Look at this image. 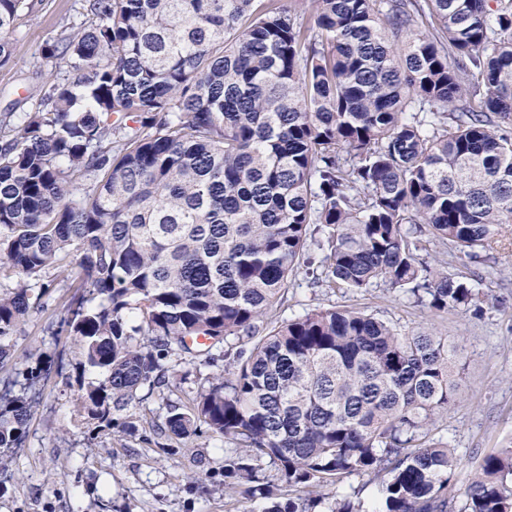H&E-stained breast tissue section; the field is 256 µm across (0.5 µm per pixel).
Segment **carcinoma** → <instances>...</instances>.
<instances>
[{
    "label": "carcinoma",
    "instance_id": "obj_1",
    "mask_svg": "<svg viewBox=\"0 0 512 512\" xmlns=\"http://www.w3.org/2000/svg\"><path fill=\"white\" fill-rule=\"evenodd\" d=\"M311 4L312 23L290 0H86L81 29L45 43L73 76L0 119V364L30 280L74 263L100 298L68 321L102 374L78 402L98 426L134 430L114 415L169 384L170 355L194 363L203 338L209 363L237 339L153 426L224 438V490L268 512H512V446L459 494L434 434L461 344L346 305L267 321L302 265L436 312L489 300L419 253L487 256L512 224V0ZM30 8L0 0V67ZM32 408L0 394V450ZM355 474L379 479L372 511L325 493Z\"/></svg>",
    "mask_w": 512,
    "mask_h": 512
}]
</instances>
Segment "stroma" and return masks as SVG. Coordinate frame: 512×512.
Here are the masks:
<instances>
[{
	"label": "stroma",
	"instance_id": "1",
	"mask_svg": "<svg viewBox=\"0 0 512 512\" xmlns=\"http://www.w3.org/2000/svg\"><path fill=\"white\" fill-rule=\"evenodd\" d=\"M82 0H33L11 36L14 62L0 68V115L31 95L36 86L67 75V60L46 61V41L79 27ZM432 266L481 281L491 298L480 313L465 309L431 312L401 290L378 285L360 293L315 286L307 269L288 283L281 306L269 314L281 322L334 305H350L410 332L425 328L463 338L461 398L438 422V436L454 448L459 466L453 477L463 490L483 457L512 442V249L503 247L487 261L472 260L434 240L421 255ZM76 268H51L32 283L40 304L10 339V359L0 364V390L27 394L33 414L23 447L9 453L0 473V512H264L263 501L224 492L223 438L200 434L176 453L162 451L152 424L172 404H184L222 372L223 362L169 366L184 373L178 384L141 390L142 400L123 411L133 432L116 435L93 429L76 403L83 383L99 379L82 370L81 351L67 322L80 305L98 300L77 287ZM41 368L39 380L29 378Z\"/></svg>",
	"mask_w": 512,
	"mask_h": 512
}]
</instances>
